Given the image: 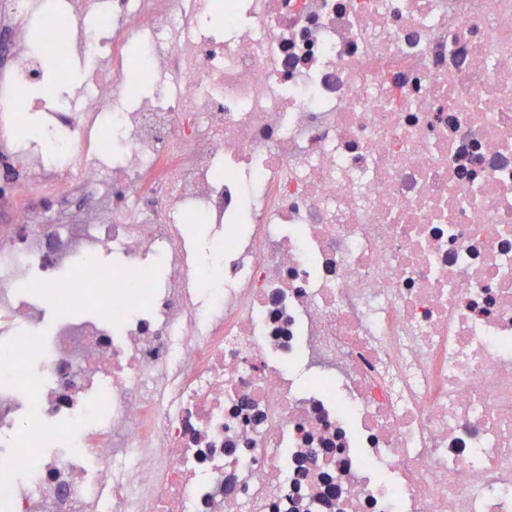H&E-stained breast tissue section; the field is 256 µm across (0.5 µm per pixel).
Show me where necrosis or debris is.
Instances as JSON below:
<instances>
[{
	"label": "necrosis or debris",
	"mask_w": 512,
	"mask_h": 512,
	"mask_svg": "<svg viewBox=\"0 0 512 512\" xmlns=\"http://www.w3.org/2000/svg\"><path fill=\"white\" fill-rule=\"evenodd\" d=\"M0 512H512V0H0ZM202 228L200 232L198 229ZM187 233L194 242L198 254L199 269L208 272L214 259L213 240L210 224H189Z\"/></svg>",
	"instance_id": "1"
}]
</instances>
